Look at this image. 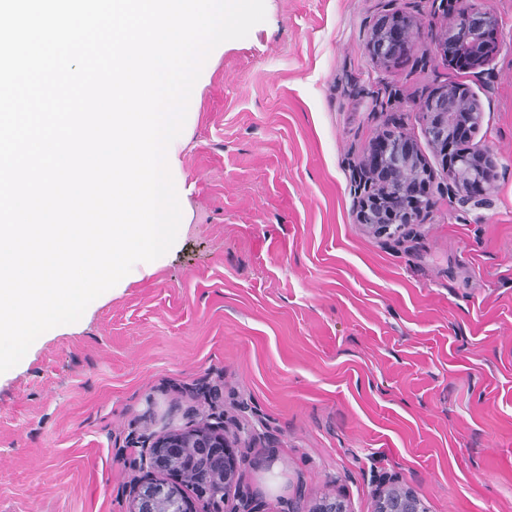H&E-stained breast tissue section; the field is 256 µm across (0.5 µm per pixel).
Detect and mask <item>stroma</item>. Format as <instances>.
I'll return each instance as SVG.
<instances>
[{
	"instance_id": "35a3bbf8",
	"label": "stroma",
	"mask_w": 512,
	"mask_h": 512,
	"mask_svg": "<svg viewBox=\"0 0 512 512\" xmlns=\"http://www.w3.org/2000/svg\"><path fill=\"white\" fill-rule=\"evenodd\" d=\"M499 21L473 73L429 41L465 6ZM203 66L179 151L175 247L0 374V512H129L146 439L223 416L256 512L330 495L373 512L397 478L429 512H512V0H265ZM420 45L382 65V16ZM469 87L497 160L486 205L435 183L404 242L355 217L385 127L439 160L417 105ZM419 26L403 20L394 13L380 18L367 41L369 55L379 63L393 60L399 52L405 53L417 43Z\"/></svg>"
}]
</instances>
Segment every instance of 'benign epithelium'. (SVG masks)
Here are the masks:
<instances>
[{"label": "benign epithelium", "mask_w": 512, "mask_h": 512, "mask_svg": "<svg viewBox=\"0 0 512 512\" xmlns=\"http://www.w3.org/2000/svg\"><path fill=\"white\" fill-rule=\"evenodd\" d=\"M458 23L478 38L462 46L446 31L434 36L441 56L466 70L483 67L496 51L498 19L476 7L464 9ZM419 26L398 14L385 15L367 41L369 55L379 63L393 60L417 43ZM426 136L448 176V192L464 204H479L493 188L496 162L489 149L473 144L482 121L468 87L443 85L419 106ZM356 217L367 232L399 238L412 224H421L434 205L433 175L414 142L397 130H386L370 145L355 180ZM235 441L224 428L208 422L168 428L141 450L149 477L134 490L130 512H200L199 503H222L225 512H250L248 501L229 503L240 481ZM194 491L188 496L184 488ZM291 512H349L331 496L310 502L302 497ZM374 512H428L424 500L396 480L380 491Z\"/></svg>", "instance_id": "benign-epithelium-1"}]
</instances>
